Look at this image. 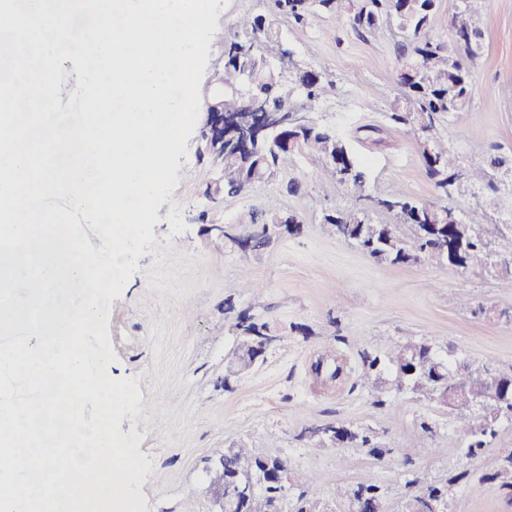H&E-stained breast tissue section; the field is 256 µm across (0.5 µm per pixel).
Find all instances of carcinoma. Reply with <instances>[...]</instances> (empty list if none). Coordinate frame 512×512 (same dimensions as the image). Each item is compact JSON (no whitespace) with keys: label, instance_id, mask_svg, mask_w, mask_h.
I'll return each instance as SVG.
<instances>
[{"label":"carcinoma","instance_id":"obj_1","mask_svg":"<svg viewBox=\"0 0 512 512\" xmlns=\"http://www.w3.org/2000/svg\"><path fill=\"white\" fill-rule=\"evenodd\" d=\"M314 11L338 20L347 17L355 28L373 36L394 27L406 40L402 45L406 62L397 78L398 95L390 120L417 134L425 171L434 187V199H419L403 191L371 196L366 168L352 157L345 140L333 130L300 116V112L331 93L333 81L323 73L302 67L286 50L277 55V74L256 54L260 43L270 48L279 46L280 22L301 24ZM436 14L435 0H276L273 15L241 16L228 36L216 35V39L224 40V97L216 106L225 112H245L248 102L261 99L278 127L253 144V159L248 163L238 160L237 148L230 142L220 148L211 145L207 151L223 165L222 193L233 196L294 168L296 155L283 144L282 136H296L302 142L303 155L329 173L341 193L352 200V204L336 211H322L321 226L325 233L352 242L370 258L388 265H405L408 256L417 255L440 266L446 263L445 246L456 241L473 258L492 251L504 259L505 268L499 275L502 287L512 289V238L503 237L492 244L482 232L486 207L497 205L502 193L512 195V159L490 155L464 169L440 137L443 123L464 111L470 102V64L481 54L485 19L466 5L451 15L450 35L448 40L441 41L427 35ZM244 45L251 48L250 54L240 53ZM450 182L455 195L489 191L487 206L479 205L468 212L449 206ZM374 211L390 214L395 223L373 222ZM271 242L266 224L252 220L251 237L246 240L252 252L260 254ZM231 287L235 292L225 300L228 312L235 311V295L248 292L257 296L263 290L262 284L252 281H240ZM267 329L265 322L246 311L236 316L238 336L260 335ZM412 360L417 371L410 376L411 392L416 395L431 400L441 393L463 391L470 397H479L490 391L488 366L476 367L451 353L441 358L425 342L394 346L386 362L377 355H365L361 385L371 389L376 403L381 405L383 397L396 389L400 375L407 372ZM311 369L321 385L329 386L340 380L345 363L335 353L327 352L312 363ZM453 411L464 438L462 455L467 458L481 452L486 438L495 434L499 424L512 423V405L492 404L478 422L463 400L454 405ZM336 438L364 449L376 459L388 453L368 427L338 429ZM262 459L242 444L220 455L215 479L224 482L226 490L234 494L230 499L234 512H272L273 497L287 496L273 485L252 492L238 488L243 473L254 470ZM488 480L512 492V451L498 457ZM414 483L420 485L421 493L440 498L448 494L446 479H416ZM336 502L347 506L348 512H387L384 491L373 481L336 485Z\"/></svg>","mask_w":512,"mask_h":512}]
</instances>
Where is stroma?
<instances>
[{
    "label": "stroma",
    "mask_w": 512,
    "mask_h": 512,
    "mask_svg": "<svg viewBox=\"0 0 512 512\" xmlns=\"http://www.w3.org/2000/svg\"><path fill=\"white\" fill-rule=\"evenodd\" d=\"M472 3L486 21L484 48L469 106L443 126L449 149L467 164L493 152L512 155V0ZM280 33L299 63L333 80L332 95L309 117L367 162L370 194L430 198L433 185L415 135L387 118L404 61L400 35L372 37L322 13L302 26L281 23ZM375 87L385 95H372ZM368 126L378 134L366 135ZM186 148L178 183L157 209L154 239L111 301L108 318L115 360L107 372L134 379L141 395L137 413H125L119 430L140 436L137 451L150 464L139 487L146 512H218L209 470L218 450L236 443L280 456L289 471L312 474V481L290 487L292 510L331 504L337 484L373 480L384 486L389 512H404L417 492L414 478L429 473L455 477L450 512H512V496L489 480L497 458L512 450V425H500L464 466L461 436L446 407L407 391L391 392L378 406L357 381L364 354L420 340L439 355L512 374V291L477 265L462 272L425 262L379 264L326 235L322 210H336L344 200L332 177L307 157L290 174L224 197L207 190L220 165L206 152L201 131ZM292 179L298 192L288 190ZM272 202L301 217V233L257 256L224 241V233L264 217ZM242 280L263 284L259 297L246 294L236 304L267 323L273 342L254 369L229 380L225 357L237 337L224 300L230 283ZM465 297L484 314L462 308ZM329 349L345 358L350 376L326 391L316 385L311 364ZM424 421L435 423L433 435L422 436ZM329 422L372 428L393 449V460H375L353 446L319 447L309 430Z\"/></svg>",
    "instance_id": "obj_1"
}]
</instances>
